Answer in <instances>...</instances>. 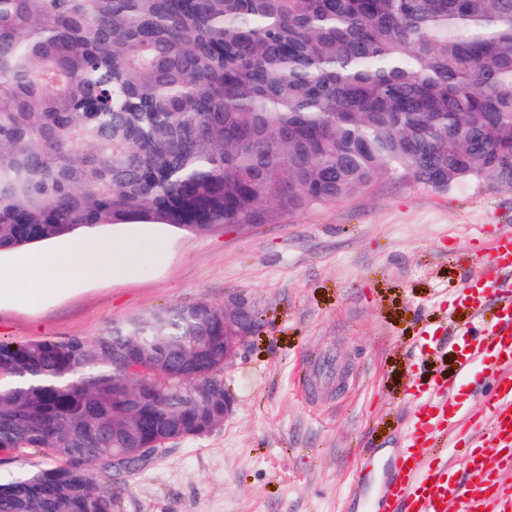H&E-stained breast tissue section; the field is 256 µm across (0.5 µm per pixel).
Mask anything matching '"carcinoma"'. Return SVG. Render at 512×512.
I'll return each instance as SVG.
<instances>
[{
  "label": "carcinoma",
  "instance_id": "1",
  "mask_svg": "<svg viewBox=\"0 0 512 512\" xmlns=\"http://www.w3.org/2000/svg\"><path fill=\"white\" fill-rule=\"evenodd\" d=\"M512 186V0H0V251L276 224L379 176ZM224 424V307L0 342V512H112ZM53 462L30 449L11 456L0 455V483H7L23 471L38 467H48Z\"/></svg>",
  "mask_w": 512,
  "mask_h": 512
}]
</instances>
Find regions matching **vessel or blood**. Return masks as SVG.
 <instances>
[{
	"label": "vessel or blood",
	"instance_id": "b4317fda",
	"mask_svg": "<svg viewBox=\"0 0 512 512\" xmlns=\"http://www.w3.org/2000/svg\"><path fill=\"white\" fill-rule=\"evenodd\" d=\"M491 253L493 266L459 295L469 303L473 320L459 330L463 346L456 375L447 388L423 391V415L407 432L394 476L380 489L376 512H512V484L496 481L503 466H512V287L500 284L497 277L498 271L512 268V231L500 234ZM483 288L493 289L498 304V320L487 331L477 323ZM479 365L494 381L493 411L489 428H475L464 440L460 433L468 413L456 387ZM443 436L458 446L466 472L457 473L437 450Z\"/></svg>",
	"mask_w": 512,
	"mask_h": 512
}]
</instances>
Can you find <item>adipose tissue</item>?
<instances>
[{
	"instance_id": "1",
	"label": "adipose tissue",
	"mask_w": 512,
	"mask_h": 512,
	"mask_svg": "<svg viewBox=\"0 0 512 512\" xmlns=\"http://www.w3.org/2000/svg\"><path fill=\"white\" fill-rule=\"evenodd\" d=\"M134 249V244L129 243L123 252H114L89 231L77 242L56 246L52 256L39 252L19 255L10 265L9 276L14 283L11 296L16 302L37 305L68 283L70 275L83 280L91 270L102 279L129 273L124 256Z\"/></svg>"
}]
</instances>
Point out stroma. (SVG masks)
I'll return each instance as SVG.
<instances>
[{"label": "stroma", "instance_id": "obj_1", "mask_svg": "<svg viewBox=\"0 0 512 512\" xmlns=\"http://www.w3.org/2000/svg\"><path fill=\"white\" fill-rule=\"evenodd\" d=\"M512 230V189L384 175L278 224L203 236L107 225L153 253L37 306L0 302V341L99 336L151 309L248 301L259 326L224 374L233 416L168 444L114 489L113 512H363L390 478L421 388L453 375L457 297Z\"/></svg>", "mask_w": 512, "mask_h": 512}]
</instances>
